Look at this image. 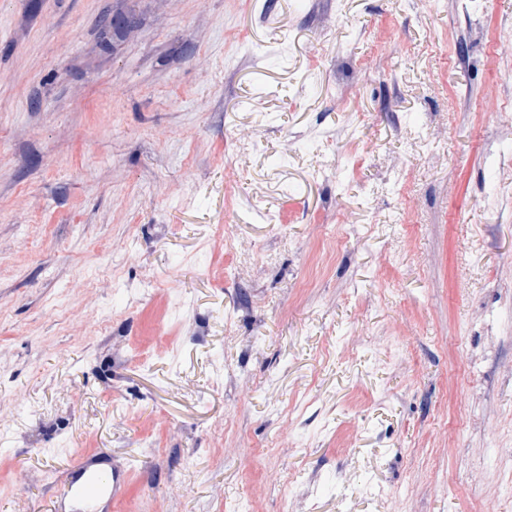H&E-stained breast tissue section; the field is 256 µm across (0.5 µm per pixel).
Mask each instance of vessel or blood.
Here are the masks:
<instances>
[{"label":"vessel or blood","mask_w":512,"mask_h":512,"mask_svg":"<svg viewBox=\"0 0 512 512\" xmlns=\"http://www.w3.org/2000/svg\"><path fill=\"white\" fill-rule=\"evenodd\" d=\"M127 485L125 471L99 456L83 458L65 482L61 502L80 504V512H111Z\"/></svg>","instance_id":"vessel-or-blood-1"}]
</instances>
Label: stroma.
<instances>
[{
	"instance_id": "1",
	"label": "stroma",
	"mask_w": 512,
	"mask_h": 512,
	"mask_svg": "<svg viewBox=\"0 0 512 512\" xmlns=\"http://www.w3.org/2000/svg\"><path fill=\"white\" fill-rule=\"evenodd\" d=\"M507 23L0 0V512H512ZM127 485L125 471L99 456L84 457L72 470L60 494L62 502L82 505L80 512H110Z\"/></svg>"
}]
</instances>
